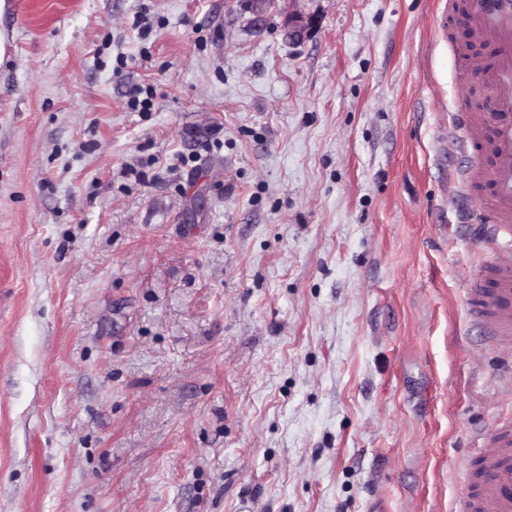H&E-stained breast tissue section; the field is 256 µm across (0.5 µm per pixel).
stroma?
I'll list each match as a JSON object with an SVG mask.
<instances>
[{
	"instance_id": "1",
	"label": "stroma",
	"mask_w": 512,
	"mask_h": 512,
	"mask_svg": "<svg viewBox=\"0 0 512 512\" xmlns=\"http://www.w3.org/2000/svg\"><path fill=\"white\" fill-rule=\"evenodd\" d=\"M7 2L0 512H452L464 0Z\"/></svg>"
}]
</instances>
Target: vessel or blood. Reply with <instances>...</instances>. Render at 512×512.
<instances>
[{
  "label": "vessel or blood",
  "mask_w": 512,
  "mask_h": 512,
  "mask_svg": "<svg viewBox=\"0 0 512 512\" xmlns=\"http://www.w3.org/2000/svg\"><path fill=\"white\" fill-rule=\"evenodd\" d=\"M466 29L484 43L482 61L464 57L462 70L480 78L490 92L489 109L469 111L456 105L450 114L453 144L469 150L470 161L458 173L461 197L471 187L484 200L469 204V219L484 239L494 241L488 260L491 277L469 290L470 313L485 337L501 350L512 351V0H468ZM481 463L476 496L461 495L458 512H512V430L492 429L477 448Z\"/></svg>",
  "instance_id": "obj_1"
}]
</instances>
